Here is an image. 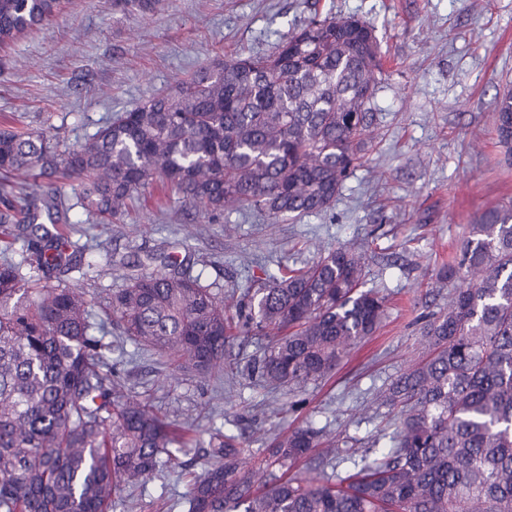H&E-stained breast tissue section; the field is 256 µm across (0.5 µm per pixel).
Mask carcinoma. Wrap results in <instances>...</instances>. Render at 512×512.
Listing matches in <instances>:
<instances>
[{
	"mask_svg": "<svg viewBox=\"0 0 512 512\" xmlns=\"http://www.w3.org/2000/svg\"><path fill=\"white\" fill-rule=\"evenodd\" d=\"M61 7L0 0V49ZM380 56L370 25L316 13L274 53L202 67L71 150L0 122V224L16 225L8 245L21 251L0 263V512H107L188 444L189 429L117 379L109 325L199 379L234 373L226 349L250 336L262 351L247 363L254 383L300 389L327 377L385 312L378 293L360 290L361 252L339 244L308 267L264 272L231 306L202 274L151 254L100 317L64 285L76 253L48 225L67 222L70 207L38 175L77 182L75 205L103 224L158 181L212 214L270 224L321 214L370 138ZM495 133L511 155L512 93L496 102ZM438 279L448 306L424 326L425 357L375 398L397 411L393 432L358 456L359 439L309 422L276 434L254 463L246 441L218 430L185 512H512V206L469 225ZM347 460L355 473H327Z\"/></svg>",
	"mask_w": 512,
	"mask_h": 512,
	"instance_id": "carcinoma-1",
	"label": "carcinoma"
}]
</instances>
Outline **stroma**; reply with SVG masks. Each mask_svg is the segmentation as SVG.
Listing matches in <instances>:
<instances>
[{"instance_id": "obj_1", "label": "stroma", "mask_w": 512, "mask_h": 512, "mask_svg": "<svg viewBox=\"0 0 512 512\" xmlns=\"http://www.w3.org/2000/svg\"><path fill=\"white\" fill-rule=\"evenodd\" d=\"M311 0H161L128 13L115 0H69L64 12L0 52V114L52 135L67 150L110 118L215 60L268 54L309 17ZM372 24L387 58L374 98L375 137L326 213L280 224L181 203L156 209L135 195L116 224L74 208L59 232L84 245L89 266L68 285L103 311L126 284V263L176 246L192 272L225 291L264 268H299L317 249L347 243L365 253L362 290L386 300L381 327L305 390H269L246 372L200 382L112 333L120 381L168 419L210 433L267 437L314 422L338 437L388 430L376 392L422 352V317L448 302L442 264L467 225L512 202V159L496 141L495 99L512 89V0H320ZM278 415H271V408ZM185 478L168 471L127 492L109 512H182Z\"/></svg>"}]
</instances>
